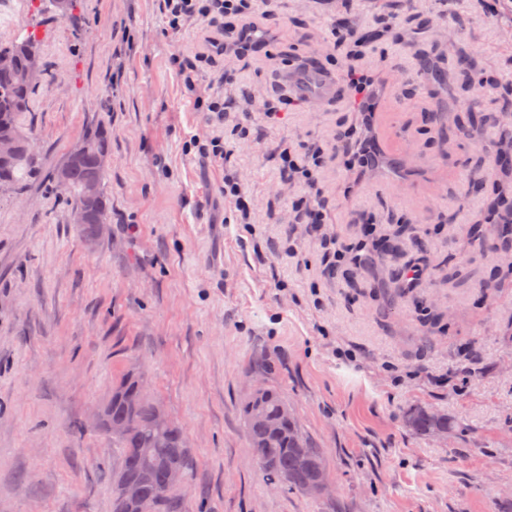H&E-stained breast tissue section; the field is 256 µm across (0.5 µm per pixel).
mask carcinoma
<instances>
[{
  "mask_svg": "<svg viewBox=\"0 0 512 512\" xmlns=\"http://www.w3.org/2000/svg\"><path fill=\"white\" fill-rule=\"evenodd\" d=\"M37 84H28L8 74L0 78V91L11 95L22 103L23 108L14 112H0V134L3 135L18 127L19 114L28 111ZM67 165V181L59 186L60 192L69 195L75 205L81 204L80 189L89 184L103 185L105 172L98 165L97 155L89 152L83 157L70 161ZM36 173L35 152L28 153L21 169L0 166V178H11L15 186L23 184L24 178H33ZM107 207L100 204L94 209L91 221L83 226L86 237L96 236L98 225L105 223ZM470 242L488 246L494 239L512 242V228L506 224H492L485 228L477 224L472 229ZM285 404L281 392L267 389L263 396L251 394L243 404V415L253 457L266 479L285 481L284 488L315 496L319 494V479L328 474L323 453L302 432L295 415L283 420L279 430L267 429L268 419L279 414ZM157 407L147 392L137 396L133 406L122 402L112 404V421L122 424L128 431L112 436V443L121 448L120 464L112 475V512H127L123 507L119 486L124 483H141L145 456H150L155 465L151 482L143 485L150 512H178L179 507L172 498V490L165 485L164 463L176 460L187 467V442L178 424H173L170 432L154 433V411ZM403 424L419 435H438L448 432L451 422L448 416L434 412L423 406L412 407L402 414Z\"/></svg>",
  "mask_w": 512,
  "mask_h": 512,
  "instance_id": "carcinoma-1",
  "label": "carcinoma"
}]
</instances>
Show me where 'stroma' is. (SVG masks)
I'll return each instance as SVG.
<instances>
[{"mask_svg":"<svg viewBox=\"0 0 512 512\" xmlns=\"http://www.w3.org/2000/svg\"><path fill=\"white\" fill-rule=\"evenodd\" d=\"M340 15L368 40L334 43ZM255 22L264 46L224 57L215 28L169 34L156 0H83L70 18L0 0V45L37 31L44 63L19 118L43 175L0 194V512H112L120 450L93 418L131 370L184 429L182 512H512V253L468 243L490 199L512 197L496 175L512 0H258ZM325 42L341 91L298 100L288 70ZM182 55L207 57L202 84L231 72L258 103L237 115L249 138L226 139L255 233L224 197L225 166L185 147L222 124L184 92ZM462 57L486 83L462 84ZM349 66L375 80L368 111ZM462 101L489 119L447 138ZM97 124L108 217L91 240L45 177ZM306 142L324 151L317 190L282 186L279 152ZM366 142L383 158L367 172ZM307 207L321 228L295 223ZM383 238L394 248L369 269L327 262ZM412 264L415 288L387 302ZM259 384L323 451L327 494L266 482L240 412ZM412 404L452 429L412 433Z\"/></svg>","mask_w":512,"mask_h":512,"instance_id":"1","label":"stroma"}]
</instances>
